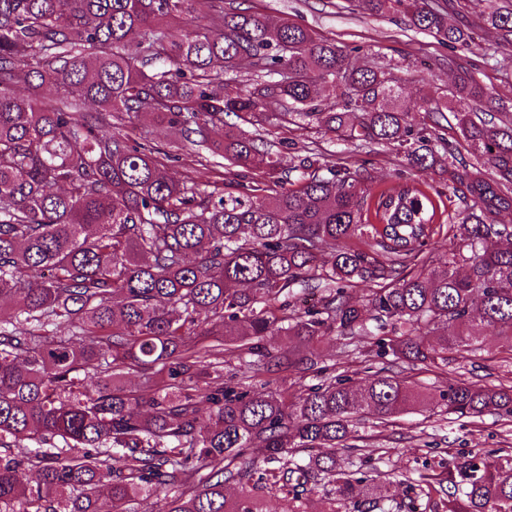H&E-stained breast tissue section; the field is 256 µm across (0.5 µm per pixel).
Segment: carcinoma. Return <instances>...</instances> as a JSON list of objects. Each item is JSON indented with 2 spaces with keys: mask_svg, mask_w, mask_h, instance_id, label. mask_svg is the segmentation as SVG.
I'll return each instance as SVG.
<instances>
[{
  "mask_svg": "<svg viewBox=\"0 0 512 512\" xmlns=\"http://www.w3.org/2000/svg\"><path fill=\"white\" fill-rule=\"evenodd\" d=\"M195 2L0 0V310H14L0 321V448L10 449L0 453V505L101 512L105 483L113 509L159 492L166 512H266L244 487L261 468L270 489H290L279 512H301L302 495L324 479L334 486L329 512L338 501L397 512L388 484L336 468L334 453H297L354 449L347 440L362 414L386 424L427 395L385 367L357 388L322 366L320 343L334 336L346 357L390 355L428 370L448 365L450 351L479 349L481 323L512 349V225L502 223L512 214V123L453 113L477 161L452 175L459 224L442 223L419 182L374 189L363 164L310 154L283 168L264 134L224 118L316 121L426 172L449 151L444 109L480 103L488 88L453 60L458 79L443 95L406 99L390 73L336 43L227 0H204L206 12L173 38ZM344 2L402 15L451 44L472 40L448 26L454 0ZM486 21L512 40V0ZM243 64L249 87L228 90L224 74ZM142 112L177 130L203 168L223 159L272 181L207 192L171 179L153 148L124 132ZM413 112L427 120L412 124ZM445 227L438 271L431 245ZM359 280L375 283L365 303L351 295ZM298 287L320 293L319 304L299 309ZM61 325L69 336L54 334ZM271 336L286 340L283 353L266 349ZM234 361L240 370L224 376ZM135 368L163 373L164 388L129 391L123 379ZM290 374L318 382L290 399ZM263 375L276 390L253 388ZM439 405L511 415L512 386L460 379L439 391ZM246 453L245 466L227 469ZM420 483L447 496L446 512H512V457L476 454L438 486L426 475Z\"/></svg>",
  "mask_w": 512,
  "mask_h": 512,
  "instance_id": "cac0c4a2",
  "label": "carcinoma"
}]
</instances>
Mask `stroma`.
Returning <instances> with one entry per match:
<instances>
[{
    "label": "stroma",
    "instance_id": "35a3bbf8",
    "mask_svg": "<svg viewBox=\"0 0 512 512\" xmlns=\"http://www.w3.org/2000/svg\"><path fill=\"white\" fill-rule=\"evenodd\" d=\"M240 7L277 22L288 15L293 22L311 28L324 40L347 48H358L362 62L381 66L397 78L402 94L418 98L438 88L448 87L453 69L448 58L452 44L430 34L409 29L390 17L372 16L363 10L342 8L341 0H237ZM492 0H461L459 11L449 13L451 25H469L475 43L468 53L473 74L487 85L491 97L483 103L486 112L507 108L512 113V44L500 41L497 31L484 18ZM136 138L152 147L167 173L176 180L194 176L190 159H175L176 131L157 125L149 115H138L133 123ZM294 146L307 145L331 164L365 161L376 187L395 183L399 174H411L404 158L389 147L377 146L365 153L325 135L318 125H299L284 131ZM483 343L473 352H453L445 366L423 372L404 369L405 377L417 381L428 394H436L448 383L466 379L480 384H512V350L502 347L495 330L486 325L476 328ZM356 451L337 449L339 465L354 462L360 475L380 477L389 482L398 502L416 499L414 485L420 475L446 476L449 469L463 465L477 452L495 458L512 457V417L491 411L477 417L451 419L436 401L426 402L413 412L389 424L363 418L353 428Z\"/></svg>",
    "mask_w": 512,
    "mask_h": 512
}]
</instances>
